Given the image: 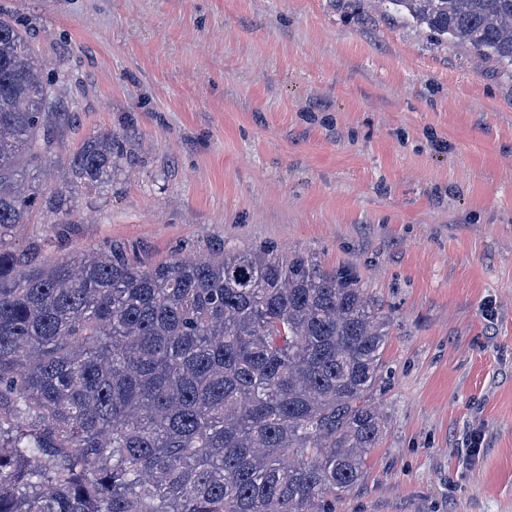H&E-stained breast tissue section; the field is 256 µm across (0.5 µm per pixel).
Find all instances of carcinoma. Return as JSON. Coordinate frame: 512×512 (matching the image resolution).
Here are the masks:
<instances>
[{
	"label": "carcinoma",
	"instance_id": "1",
	"mask_svg": "<svg viewBox=\"0 0 512 512\" xmlns=\"http://www.w3.org/2000/svg\"><path fill=\"white\" fill-rule=\"evenodd\" d=\"M380 2L512 65V0ZM55 98L0 17V237ZM119 147L88 141L56 197L112 184ZM389 336L352 268L303 254L144 266L114 242L25 271L0 247V512H336L382 434Z\"/></svg>",
	"mask_w": 512,
	"mask_h": 512
}]
</instances>
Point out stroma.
I'll list each match as a JSON object with an SVG mask.
<instances>
[{
	"label": "stroma",
	"mask_w": 512,
	"mask_h": 512,
	"mask_svg": "<svg viewBox=\"0 0 512 512\" xmlns=\"http://www.w3.org/2000/svg\"><path fill=\"white\" fill-rule=\"evenodd\" d=\"M57 92L37 265L123 243L347 265L390 323L384 419L336 512H512V66L374 0H0ZM119 132L112 184L46 204ZM481 435L471 452L472 435Z\"/></svg>",
	"instance_id": "1"
}]
</instances>
